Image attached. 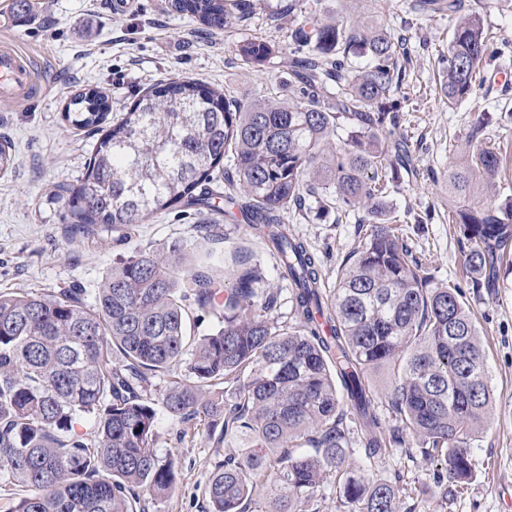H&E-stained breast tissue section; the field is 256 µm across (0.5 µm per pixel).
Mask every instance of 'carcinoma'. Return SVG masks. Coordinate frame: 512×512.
Wrapping results in <instances>:
<instances>
[{
	"mask_svg": "<svg viewBox=\"0 0 512 512\" xmlns=\"http://www.w3.org/2000/svg\"><path fill=\"white\" fill-rule=\"evenodd\" d=\"M170 8L206 28H231L246 0H169ZM422 14H448L457 25L441 58L440 92L453 105L471 96L480 64L498 54L478 14L461 0H415ZM293 41L296 100L272 96L243 103L224 90L174 77L155 83L122 117L109 120L108 96L75 94L64 112L75 128L101 132L82 184L68 194L78 232L106 226L128 231L177 205L208 208L196 193L219 173L224 197L239 204L263 233L290 283L289 320L273 315L276 296L262 270L234 255L228 285L208 265L210 252L172 245L139 251L107 273L93 302L74 286L24 293L0 291V475L24 489L11 512H145L146 501L171 493L172 459L155 448L151 378L185 366L162 404L183 424L204 421L242 447L218 463L206 487L208 512H244L268 498L264 512H297L326 483L348 512H399V489L345 465L346 420L367 428L368 457L399 443L386 432L367 372L395 379L388 404L447 476L471 477L467 440L492 406L486 358L469 308L432 278L395 234L384 202L385 171L407 166L412 152L398 134L399 115L380 101L401 89L400 46L363 20L310 16ZM233 52L255 71L273 55L258 37ZM367 59L354 66V59ZM333 82L336 100L321 103ZM350 150H332L342 121ZM448 171V210L466 239L470 273L495 278L512 253V195L493 177L501 155L477 141ZM232 155V172L224 156ZM12 144L0 143V175L15 167ZM483 182L491 201L467 202ZM314 196L320 208H361L368 240L325 288L319 257L288 234L285 214ZM212 317L192 333V311ZM235 384L224 405L217 386ZM89 421L91 431L75 426Z\"/></svg>",
	"mask_w": 512,
	"mask_h": 512,
	"instance_id": "carcinoma-1",
	"label": "carcinoma"
}]
</instances>
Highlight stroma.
Here are the masks:
<instances>
[{"label":"stroma","instance_id":"35a3bbf8","mask_svg":"<svg viewBox=\"0 0 512 512\" xmlns=\"http://www.w3.org/2000/svg\"><path fill=\"white\" fill-rule=\"evenodd\" d=\"M33 2L34 17L13 21L11 44L33 68L44 93L33 101L0 106V141L10 142L16 157L12 172L0 177V289L75 286L90 294L121 259L139 250L193 243L197 225L208 224L216 237L212 265L230 271L231 251L243 249L277 294L283 321L289 281L253 229L225 221L223 198H214L210 210H170L137 225L119 242L104 228L72 234L66 201L56 187L81 183L100 134L69 126L62 113L74 94L94 86L109 97L117 115L158 80L171 77L221 86L245 102L267 94L291 100V35L308 13L369 18L399 41L406 79L389 103L411 144L415 171L393 177L387 198L413 256L425 264L435 285L458 288L472 312L493 403L468 442L472 475L467 482L447 478L440 458L422 453L408 431L403 447L369 459L358 449L360 427L351 426L348 453L371 479L401 488L402 512H512V256L504 259L492 285H474L460 229L448 221L447 184L450 165L468 151V136L479 121L482 139L500 145L506 155L497 184L501 194H512V90L494 81L495 69L512 70V0H461L464 12L481 16L500 54L482 62L485 80L474 95L453 106L440 99L438 75L456 20L421 14L414 0H300L302 9L295 13L288 10L289 0H249L248 14L224 30L205 28L172 11L168 0H131L122 8L116 0ZM251 35L274 49L261 72L243 65L232 51L236 41ZM428 211L431 223H418ZM362 217L359 209L318 210L311 196L290 209L288 228L319 256L326 288L335 286L342 267L362 249L370 232ZM156 432L158 453L175 463L176 483L170 495L148 503L147 512H206V486L215 464L233 454L234 441L208 434L200 422L177 423L163 410L157 414Z\"/></svg>","mask_w":512,"mask_h":512}]
</instances>
